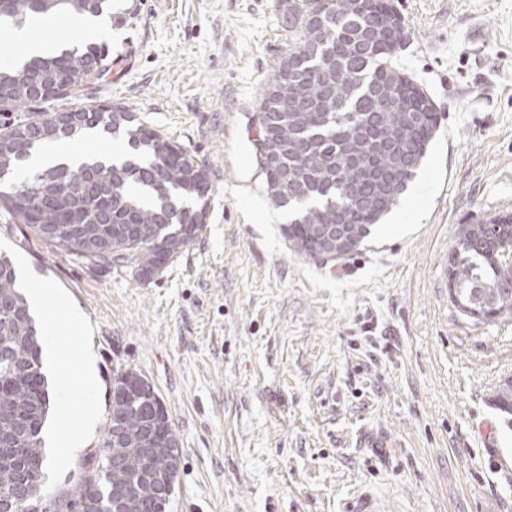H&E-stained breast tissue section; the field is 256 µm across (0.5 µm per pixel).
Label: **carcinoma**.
Instances as JSON below:
<instances>
[{
    "mask_svg": "<svg viewBox=\"0 0 512 512\" xmlns=\"http://www.w3.org/2000/svg\"><path fill=\"white\" fill-rule=\"evenodd\" d=\"M301 19L291 26L284 51L261 89L257 111L282 119L254 142L257 167L270 203L288 211L283 235L294 252L342 260L358 251L374 225L399 204L415 178L438 128V112L413 76L396 64L406 44L404 20L394 0H288ZM110 0H0V11L21 22L55 10L101 15ZM393 25L401 36L385 45L368 41L373 29ZM112 69L104 46L87 44L0 70V109L21 112L39 102L38 89L71 100L83 84ZM394 92L387 106L384 89ZM57 112H36L0 124V170L22 169L39 149L101 129L129 148L120 162L93 160L39 171L0 189V215L28 234L66 251L89 267L125 268L134 279L159 277L192 245L206 224L211 184L207 171L183 148L124 106L83 107L66 131ZM326 224H351L357 242L336 246L322 237ZM102 238V255L82 242ZM512 215L492 217L481 234L464 230L448 259V294L476 322L512 316ZM40 329L17 285L11 255L0 252V502L24 481L42 485L46 453L42 430L51 408L42 374ZM512 413V381L494 397ZM152 410L112 405L103 436L77 463L75 485L58 488L56 512H159L162 477L178 467L165 457L142 458L134 449L148 434ZM122 428L118 443L114 429Z\"/></svg>",
    "mask_w": 512,
    "mask_h": 512,
    "instance_id": "cac0c4a2",
    "label": "carcinoma"
}]
</instances>
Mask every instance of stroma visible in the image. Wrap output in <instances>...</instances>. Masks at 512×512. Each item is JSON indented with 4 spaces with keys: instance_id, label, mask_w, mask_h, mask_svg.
<instances>
[{
    "instance_id": "stroma-1",
    "label": "stroma",
    "mask_w": 512,
    "mask_h": 512,
    "mask_svg": "<svg viewBox=\"0 0 512 512\" xmlns=\"http://www.w3.org/2000/svg\"><path fill=\"white\" fill-rule=\"evenodd\" d=\"M400 66L442 118L399 205L342 262L295 254L253 142L288 46L283 0H137L77 106L118 103L208 172L198 240L157 279L80 264L0 219V249L64 300L60 339L96 359L95 415L133 370L181 448L166 512H512V317L476 322L445 286L465 226L512 214V0H394Z\"/></svg>"
}]
</instances>
